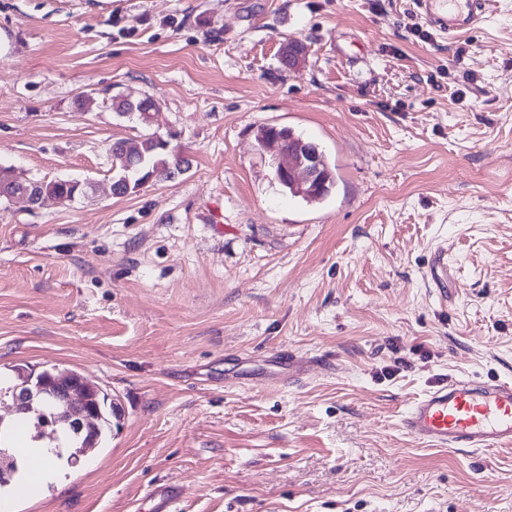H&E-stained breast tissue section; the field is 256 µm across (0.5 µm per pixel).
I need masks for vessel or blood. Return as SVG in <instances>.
Listing matches in <instances>:
<instances>
[{
  "label": "vessel or blood",
  "mask_w": 512,
  "mask_h": 512,
  "mask_svg": "<svg viewBox=\"0 0 512 512\" xmlns=\"http://www.w3.org/2000/svg\"><path fill=\"white\" fill-rule=\"evenodd\" d=\"M423 19L451 35L479 25L491 0H414ZM406 434L440 448L512 445V381L448 378L417 399L401 420Z\"/></svg>",
  "instance_id": "b4317fda"
}]
</instances>
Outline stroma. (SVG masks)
Returning a JSON list of instances; mask_svg holds the SVG:
<instances>
[{"mask_svg": "<svg viewBox=\"0 0 512 512\" xmlns=\"http://www.w3.org/2000/svg\"><path fill=\"white\" fill-rule=\"evenodd\" d=\"M261 125L321 145L327 197L278 184ZM148 133L189 171L113 195ZM0 165L86 186L0 203V379L76 370L117 410L17 512H156L158 483L172 512H512V445L400 425L512 380V0L452 38L413 0H0ZM112 108L120 116L136 114L142 123H146L150 118V112L154 109V104L151 99L146 97L145 99L131 100L122 95H115L112 97Z\"/></svg>", "mask_w": 512, "mask_h": 512, "instance_id": "stroma-1", "label": "stroma"}]
</instances>
